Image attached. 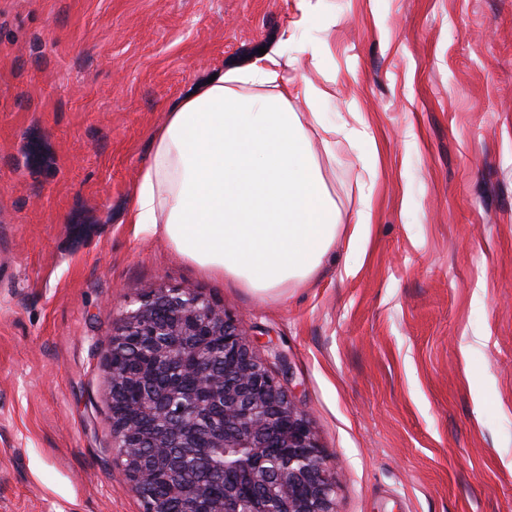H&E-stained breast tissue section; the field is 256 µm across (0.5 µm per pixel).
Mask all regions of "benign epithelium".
<instances>
[{"label": "benign epithelium", "instance_id": "benign-epithelium-1", "mask_svg": "<svg viewBox=\"0 0 512 512\" xmlns=\"http://www.w3.org/2000/svg\"><path fill=\"white\" fill-rule=\"evenodd\" d=\"M109 344L112 435L143 512H336V465L305 410L214 301L145 294ZM202 455L224 459L206 479L189 467Z\"/></svg>", "mask_w": 512, "mask_h": 512}]
</instances>
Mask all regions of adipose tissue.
<instances>
[{"instance_id": "1", "label": "adipose tissue", "mask_w": 512, "mask_h": 512, "mask_svg": "<svg viewBox=\"0 0 512 512\" xmlns=\"http://www.w3.org/2000/svg\"><path fill=\"white\" fill-rule=\"evenodd\" d=\"M292 51L282 42L185 97L154 137L128 212L189 262L262 295L311 277L339 232L307 126L331 159L337 139L376 141L367 123L324 122L328 93L290 77ZM292 94L306 111L289 109Z\"/></svg>"}]
</instances>
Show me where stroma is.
<instances>
[{"label": "stroma", "mask_w": 512, "mask_h": 512, "mask_svg": "<svg viewBox=\"0 0 512 512\" xmlns=\"http://www.w3.org/2000/svg\"><path fill=\"white\" fill-rule=\"evenodd\" d=\"M286 37L324 40L325 120L377 143H313L336 242L260 296L126 219L175 104ZM173 287L243 320L337 512H512V0H0V512H141L108 338Z\"/></svg>", "instance_id": "1"}]
</instances>
